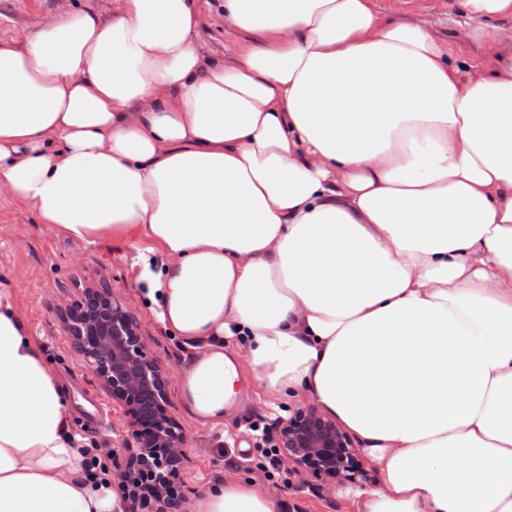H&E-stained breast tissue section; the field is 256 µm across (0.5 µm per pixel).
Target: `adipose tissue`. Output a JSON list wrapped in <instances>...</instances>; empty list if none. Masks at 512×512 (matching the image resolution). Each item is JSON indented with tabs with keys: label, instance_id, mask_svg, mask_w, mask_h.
<instances>
[{
	"label": "adipose tissue",
	"instance_id": "adipose-tissue-1",
	"mask_svg": "<svg viewBox=\"0 0 512 512\" xmlns=\"http://www.w3.org/2000/svg\"><path fill=\"white\" fill-rule=\"evenodd\" d=\"M61 4L0 41V195L78 239L130 235L195 355L196 420L239 372L312 399L382 472L356 512H512V0H448L453 41L374 0ZM481 42L488 63L454 58ZM0 289V512H124ZM194 512H282L227 479ZM238 36L232 32L224 33V22L215 10L207 11L200 32V42L204 50L217 55L224 54V45L233 44Z\"/></svg>",
	"mask_w": 512,
	"mask_h": 512
}]
</instances>
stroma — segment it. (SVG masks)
Instances as JSON below:
<instances>
[{"instance_id": "stroma-1", "label": "stroma", "mask_w": 512, "mask_h": 512, "mask_svg": "<svg viewBox=\"0 0 512 512\" xmlns=\"http://www.w3.org/2000/svg\"><path fill=\"white\" fill-rule=\"evenodd\" d=\"M60 2L0 0V40L23 42ZM152 247L135 235L126 241L74 239L0 197V288L14 292L31 338L57 376L71 427L84 438L91 457L111 469L112 453L123 448L129 422L124 407L73 348L64 324L68 306L80 300L86 287L99 285L126 304L165 375L168 411L186 436L188 456L173 481L175 496L191 505L216 481L234 477L256 481L284 502L285 512H352L351 489L334 490L304 479L284 460L269 464L274 421L292 416L306 399L273 397L251 381L246 385L250 406L225 412L223 424L204 426L192 418L182 389L189 352L159 323L133 265L137 252Z\"/></svg>"}]
</instances>
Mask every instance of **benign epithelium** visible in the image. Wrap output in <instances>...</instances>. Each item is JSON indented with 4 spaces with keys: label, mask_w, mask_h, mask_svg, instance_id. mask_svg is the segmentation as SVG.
<instances>
[{
    "label": "benign epithelium",
    "mask_w": 512,
    "mask_h": 512,
    "mask_svg": "<svg viewBox=\"0 0 512 512\" xmlns=\"http://www.w3.org/2000/svg\"><path fill=\"white\" fill-rule=\"evenodd\" d=\"M65 322L85 364L130 417L127 446L112 463V481L121 488L124 512H138L142 501L154 504L152 512H186L184 501L167 492L187 461L185 436L168 414L164 375L150 358L127 306L111 289L90 286ZM276 447L313 480L340 488L366 482L352 437L314 405L276 422Z\"/></svg>",
    "instance_id": "7a95c632"
}]
</instances>
